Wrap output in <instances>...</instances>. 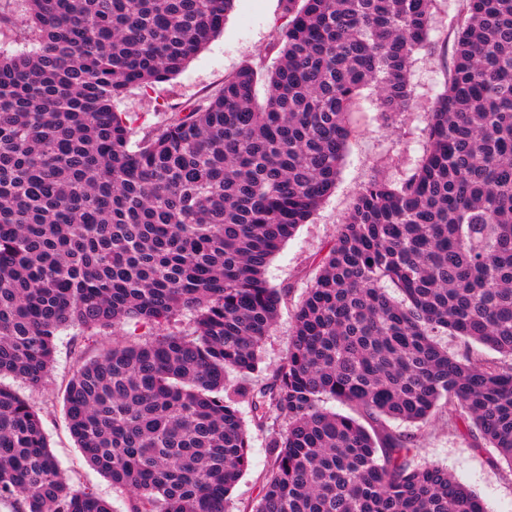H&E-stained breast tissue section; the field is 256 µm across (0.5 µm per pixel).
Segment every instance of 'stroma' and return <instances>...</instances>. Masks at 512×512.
<instances>
[{"label": "stroma", "instance_id": "stroma-1", "mask_svg": "<svg viewBox=\"0 0 512 512\" xmlns=\"http://www.w3.org/2000/svg\"><path fill=\"white\" fill-rule=\"evenodd\" d=\"M459 9V0H434L431 39L435 50L416 55L411 66V111H382L376 91L370 89L364 90L355 106L351 118L358 126V134L349 144L335 188L267 266L269 284L286 290L287 296L265 341L259 371L246 379L249 385L270 381L285 357L294 311L364 185L375 178L400 182L419 165L426 146V116L443 90L446 70L451 65ZM282 15V0H234L223 32L179 73L146 88H131L116 101L115 110L125 115L134 140H141L172 113L204 102L242 66L259 62L272 67L276 55L270 52L269 45ZM156 334V328L150 325L133 323L113 330L65 328L56 336L54 362L45 384L32 388L12 376L0 377L1 385L17 391L36 409L50 449L74 488L93 491L110 504L112 512H129V495L114 488L109 479L85 462L68 430L63 390L80 362L99 355L114 339L142 342ZM240 411L250 431L251 467L231 492L230 510L251 512L262 493L260 475L269 463L268 430L253 422L248 404H241ZM390 427L414 434L412 465H442L478 494L487 512H512V469L500 461L494 449L482 445L476 434L452 426L446 412L434 413L419 426L394 421Z\"/></svg>", "mask_w": 512, "mask_h": 512}]
</instances>
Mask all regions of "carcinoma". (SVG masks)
I'll list each match as a JSON object with an SVG mask.
<instances>
[{
    "label": "carcinoma",
    "mask_w": 512,
    "mask_h": 512,
    "mask_svg": "<svg viewBox=\"0 0 512 512\" xmlns=\"http://www.w3.org/2000/svg\"><path fill=\"white\" fill-rule=\"evenodd\" d=\"M19 2L32 49L0 51V375L41 386L65 327L161 330L112 342L64 391L71 436L130 512H226L251 465L242 401L284 424L253 512H485L447 469L412 466L415 438L386 421L442 409L512 469V0H463L421 164L359 192L258 388L225 374L257 371L280 312L266 267L334 188L362 91L411 109L432 0H283L272 69L242 67L134 145L114 102L181 71L233 0ZM180 315L191 331H167ZM3 499L111 512L0 386Z\"/></svg>",
    "instance_id": "carcinoma-1"
}]
</instances>
